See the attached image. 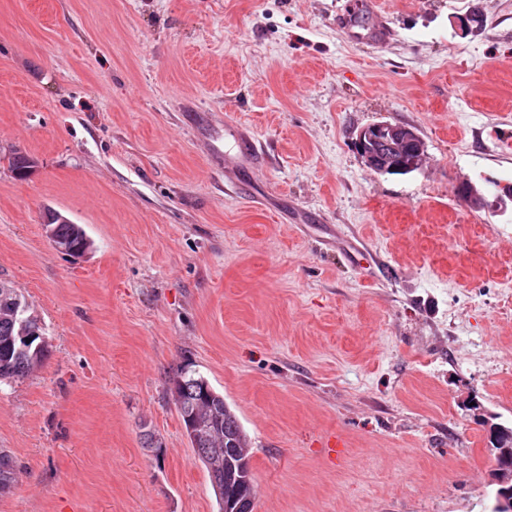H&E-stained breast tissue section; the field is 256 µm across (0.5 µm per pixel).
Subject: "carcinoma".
I'll list each match as a JSON object with an SVG mask.
<instances>
[{
    "label": "carcinoma",
    "mask_w": 512,
    "mask_h": 512,
    "mask_svg": "<svg viewBox=\"0 0 512 512\" xmlns=\"http://www.w3.org/2000/svg\"><path fill=\"white\" fill-rule=\"evenodd\" d=\"M14 174L24 179L35 166L34 159L15 151L9 157ZM54 243L69 256L90 248L84 229L61 213L47 210ZM48 342L40 321L29 309L24 296L14 287H0V382L27 377L46 358ZM172 392L185 433L203 429L204 436L189 443L207 469L212 490L222 512H235L239 502L256 497L250 466V440L224 396L208 380L186 368L172 378ZM16 481V469L8 451L0 449V493Z\"/></svg>",
    "instance_id": "obj_1"
}]
</instances>
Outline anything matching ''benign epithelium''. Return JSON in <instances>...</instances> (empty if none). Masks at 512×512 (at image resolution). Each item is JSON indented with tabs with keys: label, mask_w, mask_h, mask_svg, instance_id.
I'll use <instances>...</instances> for the list:
<instances>
[{
	"label": "benign epithelium",
	"mask_w": 512,
	"mask_h": 512,
	"mask_svg": "<svg viewBox=\"0 0 512 512\" xmlns=\"http://www.w3.org/2000/svg\"><path fill=\"white\" fill-rule=\"evenodd\" d=\"M357 144L365 167L376 174L421 169L427 153L422 138L410 127L380 121L360 130Z\"/></svg>",
	"instance_id": "obj_1"
}]
</instances>
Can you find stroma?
<instances>
[{
  "label": "stroma",
  "instance_id": "35a3bbf8",
  "mask_svg": "<svg viewBox=\"0 0 512 512\" xmlns=\"http://www.w3.org/2000/svg\"><path fill=\"white\" fill-rule=\"evenodd\" d=\"M344 3L0 0V279L49 342L0 385L17 468L0 512H217L172 395L183 368L250 439L254 512H492L512 0H373L395 29L375 47L337 25ZM475 7L484 29L463 32ZM232 121L265 149L238 190ZM379 121L417 130L424 169H366L355 141ZM49 209L83 225L84 257L46 237Z\"/></svg>",
  "mask_w": 512,
  "mask_h": 512
}]
</instances>
